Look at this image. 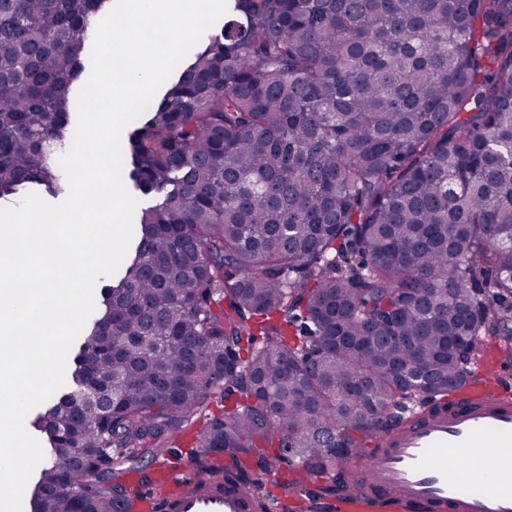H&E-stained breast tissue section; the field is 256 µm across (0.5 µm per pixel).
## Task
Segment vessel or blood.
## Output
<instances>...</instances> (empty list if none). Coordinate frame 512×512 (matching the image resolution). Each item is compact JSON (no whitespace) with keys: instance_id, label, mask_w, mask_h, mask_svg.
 I'll list each match as a JSON object with an SVG mask.
<instances>
[{"instance_id":"b4317fda","label":"vessel or blood","mask_w":512,"mask_h":512,"mask_svg":"<svg viewBox=\"0 0 512 512\" xmlns=\"http://www.w3.org/2000/svg\"><path fill=\"white\" fill-rule=\"evenodd\" d=\"M368 490L318 498L317 512H512V386L489 369L462 395L419 403L408 424L374 438ZM140 512H255L253 496L203 476L186 483L161 464L141 483Z\"/></svg>"}]
</instances>
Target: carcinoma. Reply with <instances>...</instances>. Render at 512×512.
Masks as SVG:
<instances>
[{
	"label": "carcinoma",
	"mask_w": 512,
	"mask_h": 512,
	"mask_svg": "<svg viewBox=\"0 0 512 512\" xmlns=\"http://www.w3.org/2000/svg\"><path fill=\"white\" fill-rule=\"evenodd\" d=\"M109 8L0 0L1 200L67 193L51 147ZM233 11L122 136V177L162 199L30 421L51 460L29 512L134 507L124 452L189 430L214 479L276 446L258 464L360 494L359 438L462 390L489 340L512 358V0Z\"/></svg>",
	"instance_id": "1"
}]
</instances>
